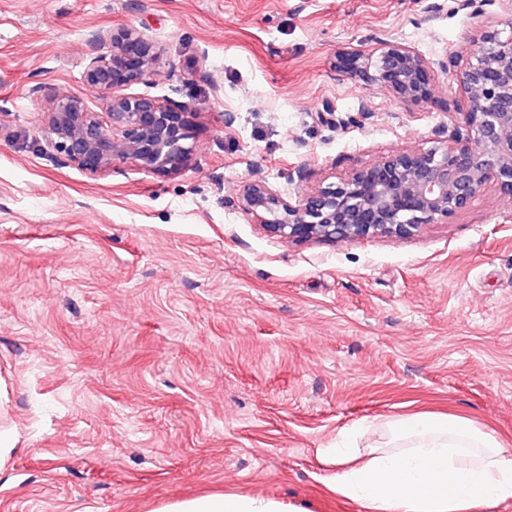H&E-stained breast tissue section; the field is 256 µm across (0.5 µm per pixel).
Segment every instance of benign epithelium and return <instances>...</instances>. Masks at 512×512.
Returning a JSON list of instances; mask_svg holds the SVG:
<instances>
[{"label": "benign epithelium", "mask_w": 512, "mask_h": 512, "mask_svg": "<svg viewBox=\"0 0 512 512\" xmlns=\"http://www.w3.org/2000/svg\"><path fill=\"white\" fill-rule=\"evenodd\" d=\"M509 34L492 32L480 45L450 56L446 68L467 101L463 128L447 144L383 157L339 184L303 193L295 201L265 181L248 183L242 211L291 243L408 238L469 206L489 183L512 201V0ZM82 79L108 96L96 112L80 96L49 97L44 125L63 161L89 176L127 162L175 174L192 166L197 109L128 89L145 83L162 55L138 29H93L84 39ZM429 63L409 47L387 43L376 63L355 52L347 74L378 82L406 104L428 99Z\"/></svg>", "instance_id": "1"}]
</instances>
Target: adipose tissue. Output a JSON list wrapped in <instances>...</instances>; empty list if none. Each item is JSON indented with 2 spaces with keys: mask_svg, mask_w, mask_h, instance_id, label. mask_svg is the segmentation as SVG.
<instances>
[{
  "mask_svg": "<svg viewBox=\"0 0 512 512\" xmlns=\"http://www.w3.org/2000/svg\"><path fill=\"white\" fill-rule=\"evenodd\" d=\"M319 456L338 469L327 487L367 512H490L512 503V452L470 420L418 414L389 417ZM160 512H295L288 503L250 495H209Z\"/></svg>",
  "mask_w": 512,
  "mask_h": 512,
  "instance_id": "ef3b65f1",
  "label": "adipose tissue"
}]
</instances>
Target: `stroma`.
<instances>
[{
  "label": "stroma",
  "instance_id": "stroma-1",
  "mask_svg": "<svg viewBox=\"0 0 512 512\" xmlns=\"http://www.w3.org/2000/svg\"><path fill=\"white\" fill-rule=\"evenodd\" d=\"M0 0V512H157L238 493L364 512L317 449L388 416L467 418L512 451V202L489 184L409 239L286 242L240 208L445 143L441 64L500 0ZM161 45L136 93L200 109L195 163L91 177L43 126L84 35ZM429 63L408 106L346 73L385 42ZM328 112L319 120V112ZM233 123H225V115Z\"/></svg>",
  "mask_w": 512,
  "mask_h": 512
}]
</instances>
